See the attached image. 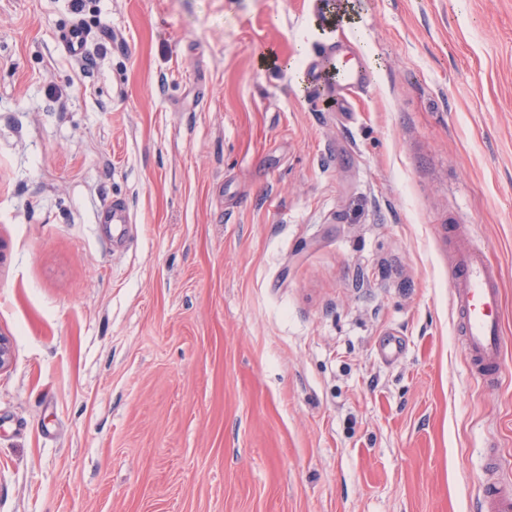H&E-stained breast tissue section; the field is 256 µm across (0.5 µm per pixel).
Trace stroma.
Segmentation results:
<instances>
[{
  "label": "stroma",
  "instance_id": "1",
  "mask_svg": "<svg viewBox=\"0 0 512 512\" xmlns=\"http://www.w3.org/2000/svg\"><path fill=\"white\" fill-rule=\"evenodd\" d=\"M347 11L0 0V512H480L492 450L512 482V0ZM340 43L370 80L338 101L299 76ZM448 279L461 344L483 380L497 383L503 368L498 272L488 263L483 251L463 242L457 246Z\"/></svg>",
  "mask_w": 512,
  "mask_h": 512
}]
</instances>
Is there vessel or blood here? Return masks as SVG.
I'll use <instances>...</instances> for the list:
<instances>
[{
    "mask_svg": "<svg viewBox=\"0 0 512 512\" xmlns=\"http://www.w3.org/2000/svg\"><path fill=\"white\" fill-rule=\"evenodd\" d=\"M329 65L336 75L332 92L344 94L363 87V60L342 53ZM456 311V333L475 371L485 382H498L503 368L500 282L483 251L460 243L448 270ZM483 512H512V485L494 482L483 488Z\"/></svg>",
    "mask_w": 512,
    "mask_h": 512,
    "instance_id": "obj_1",
    "label": "vessel or blood"
}]
</instances>
